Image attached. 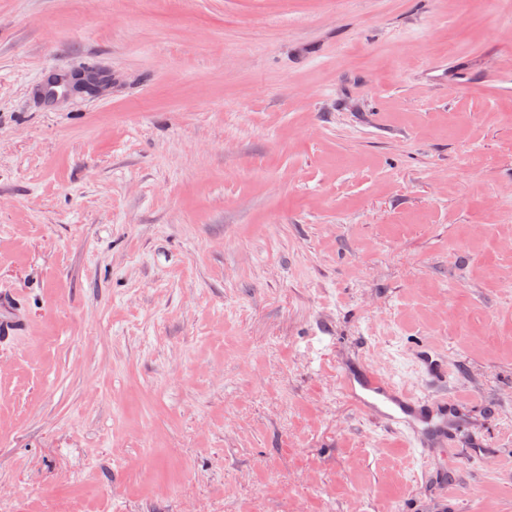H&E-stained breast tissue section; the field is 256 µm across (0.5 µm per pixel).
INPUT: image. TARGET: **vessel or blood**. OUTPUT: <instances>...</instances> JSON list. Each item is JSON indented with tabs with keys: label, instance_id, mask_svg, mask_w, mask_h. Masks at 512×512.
<instances>
[{
	"label": "vessel or blood",
	"instance_id": "vessel-or-blood-1",
	"mask_svg": "<svg viewBox=\"0 0 512 512\" xmlns=\"http://www.w3.org/2000/svg\"><path fill=\"white\" fill-rule=\"evenodd\" d=\"M18 319L11 298L0 295V336L16 331ZM417 361L436 391L420 394L385 377L375 368L352 365L342 372L344 389L355 407L387 428L405 433L419 448L429 443L447 444L455 440L457 429L449 428L458 405L448 396V369L431 353L420 352Z\"/></svg>",
	"mask_w": 512,
	"mask_h": 512
}]
</instances>
